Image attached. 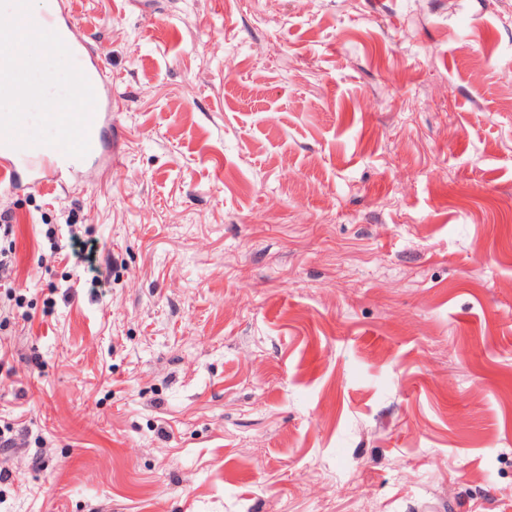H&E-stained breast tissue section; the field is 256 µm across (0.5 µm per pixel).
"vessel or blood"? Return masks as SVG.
<instances>
[{
  "label": "vessel or blood",
  "mask_w": 512,
  "mask_h": 512,
  "mask_svg": "<svg viewBox=\"0 0 512 512\" xmlns=\"http://www.w3.org/2000/svg\"><path fill=\"white\" fill-rule=\"evenodd\" d=\"M41 28L57 32L72 53L74 63L85 75L91 76L96 105L92 115L89 137L91 148L85 157L91 164L115 165V148L102 143L100 133L111 127L112 114L118 104L112 96V77L106 71L100 52L92 44V37L86 33L74 16L62 9L42 12L34 19ZM74 175V167L61 150L38 145L18 149L0 140V183L10 186L41 191L68 190Z\"/></svg>",
  "instance_id": "vessel-or-blood-1"
}]
</instances>
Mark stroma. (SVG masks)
Listing matches in <instances>:
<instances>
[{
    "label": "stroma",
    "instance_id": "stroma-1",
    "mask_svg": "<svg viewBox=\"0 0 512 512\" xmlns=\"http://www.w3.org/2000/svg\"><path fill=\"white\" fill-rule=\"evenodd\" d=\"M61 7L121 162L0 185V512H512V0ZM11 217L8 213H1L0 215V240L2 238L10 239L8 251L0 249V280L8 279L13 273L12 266V251H13V240L12 236L14 233L13 224H10Z\"/></svg>",
    "mask_w": 512,
    "mask_h": 512
}]
</instances>
